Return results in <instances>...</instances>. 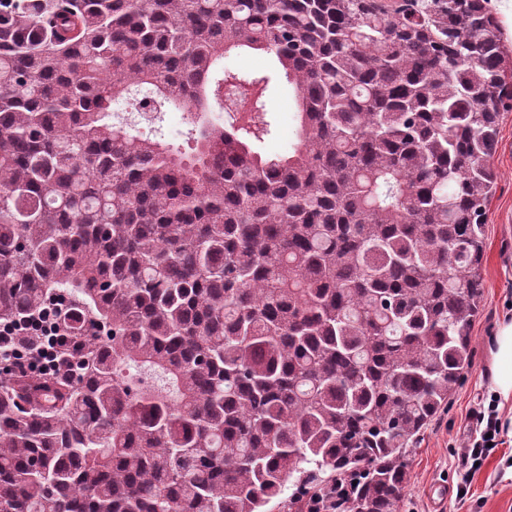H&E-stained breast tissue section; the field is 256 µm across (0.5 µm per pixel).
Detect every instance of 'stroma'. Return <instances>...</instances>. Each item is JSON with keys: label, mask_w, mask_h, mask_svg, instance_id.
<instances>
[{"label": "stroma", "mask_w": 512, "mask_h": 512, "mask_svg": "<svg viewBox=\"0 0 512 512\" xmlns=\"http://www.w3.org/2000/svg\"><path fill=\"white\" fill-rule=\"evenodd\" d=\"M497 187L485 213L481 274L484 296L471 329L465 372L447 408L408 451L409 483L400 512H512V436L500 433L474 474L467 495L456 473L472 433V415L492 394L489 362L497 325L512 317V99L505 100L498 144L491 159Z\"/></svg>", "instance_id": "obj_1"}]
</instances>
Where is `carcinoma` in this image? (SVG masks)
I'll use <instances>...</instances> for the list:
<instances>
[{"mask_svg": "<svg viewBox=\"0 0 512 512\" xmlns=\"http://www.w3.org/2000/svg\"><path fill=\"white\" fill-rule=\"evenodd\" d=\"M486 0H0V512H397L470 366L506 81ZM273 58L296 104L272 135ZM191 114L185 143L113 106ZM250 72L271 73L272 63L269 56L264 54L231 55L224 59V67ZM274 81L273 92L271 95L270 107L271 115L275 118V129L272 136L262 145V151L269 153H279L286 151V136L290 124V134L293 139L296 121L294 120V112H296L294 103L288 94L281 93L276 88Z\"/></svg>", "mask_w": 512, "mask_h": 512, "instance_id": "1", "label": "carcinoma"}]
</instances>
